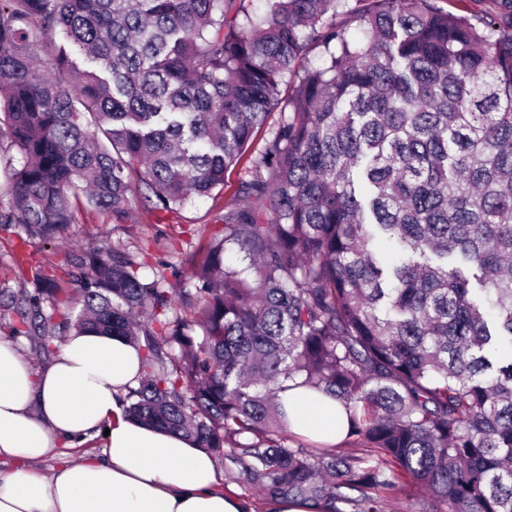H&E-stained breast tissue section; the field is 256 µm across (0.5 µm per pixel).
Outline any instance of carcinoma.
<instances>
[{
    "label": "carcinoma",
    "instance_id": "carcinoma-1",
    "mask_svg": "<svg viewBox=\"0 0 512 512\" xmlns=\"http://www.w3.org/2000/svg\"><path fill=\"white\" fill-rule=\"evenodd\" d=\"M479 2L0 0L16 266L86 207L125 224L143 188L170 213L211 195L280 109L192 287L94 247L74 295L36 265L35 292L0 290L13 335L130 338V414L266 500L390 512L416 483L439 512H512V0ZM297 387L361 453L288 430Z\"/></svg>",
    "mask_w": 512,
    "mask_h": 512
}]
</instances>
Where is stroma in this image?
<instances>
[{"label":"stroma","mask_w":512,"mask_h":512,"mask_svg":"<svg viewBox=\"0 0 512 512\" xmlns=\"http://www.w3.org/2000/svg\"><path fill=\"white\" fill-rule=\"evenodd\" d=\"M241 178V168L229 170L223 188L210 197L190 198L175 214L156 210L141 198L135 200L132 220L126 224L112 223L106 214L94 210L82 212L66 235L67 246L36 243L27 251L33 264L49 274L70 265L86 249L105 243L124 248L136 258L149 251L151 269L172 263L189 272L203 260L225 208L243 204L238 192Z\"/></svg>","instance_id":"stroma-1"}]
</instances>
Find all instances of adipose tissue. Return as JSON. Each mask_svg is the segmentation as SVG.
<instances>
[{"instance_id":"ef3b65f1","label":"adipose tissue","mask_w":512,"mask_h":512,"mask_svg":"<svg viewBox=\"0 0 512 512\" xmlns=\"http://www.w3.org/2000/svg\"><path fill=\"white\" fill-rule=\"evenodd\" d=\"M140 376V351L122 336L70 330L40 371L0 338V512H244L210 451L127 413ZM284 403L291 432L335 443V401L297 388ZM101 431V453L70 455ZM48 458L55 470L35 472Z\"/></svg>"}]
</instances>
